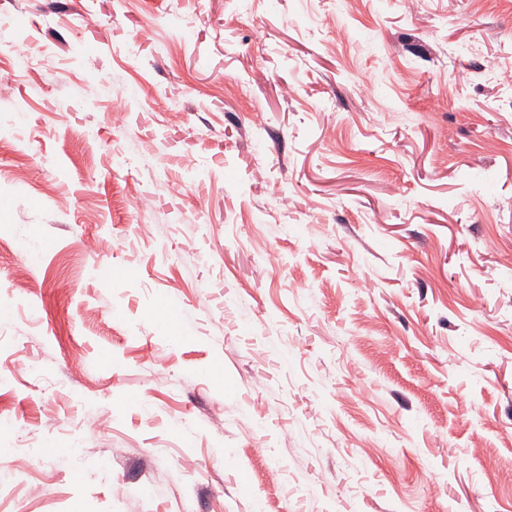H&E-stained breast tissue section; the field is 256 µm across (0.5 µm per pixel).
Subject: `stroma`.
<instances>
[{"instance_id":"obj_1","label":"stroma","mask_w":512,"mask_h":512,"mask_svg":"<svg viewBox=\"0 0 512 512\" xmlns=\"http://www.w3.org/2000/svg\"><path fill=\"white\" fill-rule=\"evenodd\" d=\"M0 84V512H512V0H0Z\"/></svg>"}]
</instances>
